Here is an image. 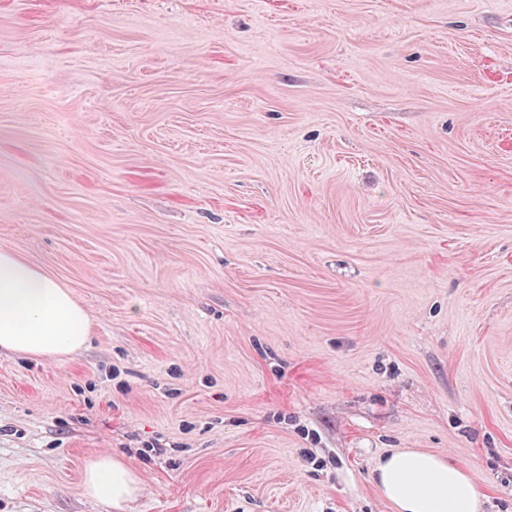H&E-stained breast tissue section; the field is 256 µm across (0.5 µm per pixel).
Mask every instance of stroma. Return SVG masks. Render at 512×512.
<instances>
[{"instance_id":"1","label":"stroma","mask_w":512,"mask_h":512,"mask_svg":"<svg viewBox=\"0 0 512 512\" xmlns=\"http://www.w3.org/2000/svg\"><path fill=\"white\" fill-rule=\"evenodd\" d=\"M0 512H394L415 448L512 512V0H0ZM88 314L68 288L19 255L0 249V350L58 357L79 350ZM83 490L88 496L107 499L121 510L138 495L140 479L122 459L105 453L86 464Z\"/></svg>"}]
</instances>
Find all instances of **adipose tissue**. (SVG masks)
<instances>
[{
    "label": "adipose tissue",
    "mask_w": 512,
    "mask_h": 512,
    "mask_svg": "<svg viewBox=\"0 0 512 512\" xmlns=\"http://www.w3.org/2000/svg\"><path fill=\"white\" fill-rule=\"evenodd\" d=\"M89 334L88 314L68 288L0 249V350L64 356L79 350ZM375 481L396 512H482L484 506L472 471L427 451L405 449L381 457ZM83 490L122 512L138 495L140 479L122 459L105 453L86 464Z\"/></svg>",
    "instance_id": "adipose-tissue-1"
}]
</instances>
